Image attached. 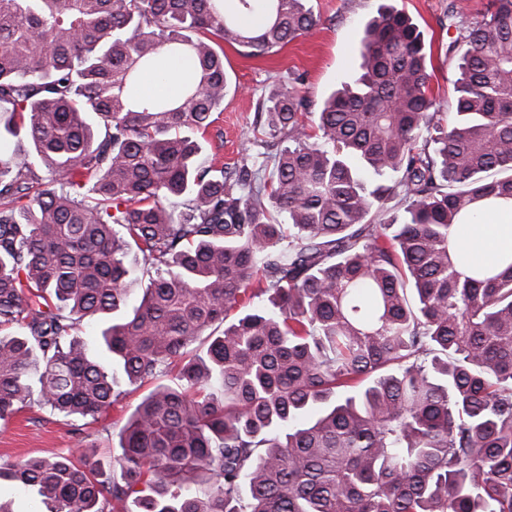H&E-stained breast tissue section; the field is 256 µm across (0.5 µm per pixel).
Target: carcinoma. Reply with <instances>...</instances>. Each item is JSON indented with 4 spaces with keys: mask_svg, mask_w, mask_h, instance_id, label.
I'll return each instance as SVG.
<instances>
[{
    "mask_svg": "<svg viewBox=\"0 0 512 512\" xmlns=\"http://www.w3.org/2000/svg\"><path fill=\"white\" fill-rule=\"evenodd\" d=\"M318 22L312 0H0V421L33 395L95 420L118 375L155 382L108 454L0 464L46 512H512V251L468 241L512 200V0L448 5L447 125L423 32L383 5L317 134L291 73L241 160L200 166L221 43ZM166 55L179 96L142 93Z\"/></svg>",
    "mask_w": 512,
    "mask_h": 512,
    "instance_id": "cac0c4a2",
    "label": "carcinoma"
}]
</instances>
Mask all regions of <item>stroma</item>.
Wrapping results in <instances>:
<instances>
[{"label":"stroma","mask_w":512,"mask_h":512,"mask_svg":"<svg viewBox=\"0 0 512 512\" xmlns=\"http://www.w3.org/2000/svg\"><path fill=\"white\" fill-rule=\"evenodd\" d=\"M386 1L404 9L431 45L433 109L447 118L455 72L448 46L456 36L448 28L449 0H313L317 26L281 50L254 58L242 47L225 45L224 68L231 87L222 114L205 134L203 163L217 159L230 165L238 160L242 142L253 135L257 100L289 74L303 76L300 90L315 105L335 86L353 81L360 71L364 25ZM148 390L145 384H122L117 401L95 420L64 418L28 403L12 418L0 421V463L60 454L83 445L110 447Z\"/></svg>","instance_id":"stroma-1"}]
</instances>
